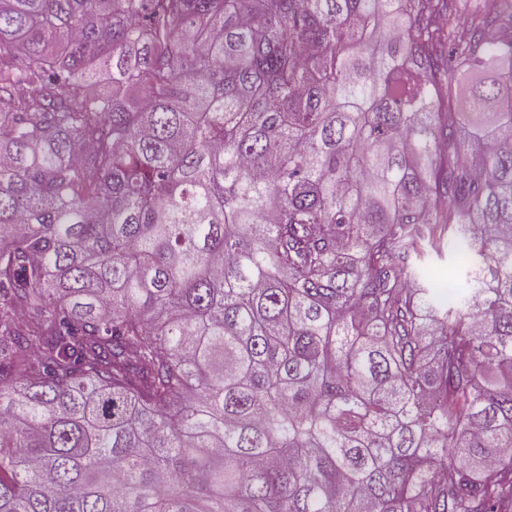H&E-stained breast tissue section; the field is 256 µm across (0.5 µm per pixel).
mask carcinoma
<instances>
[{"instance_id":"carcinoma-1","label":"carcinoma","mask_w":512,"mask_h":512,"mask_svg":"<svg viewBox=\"0 0 512 512\" xmlns=\"http://www.w3.org/2000/svg\"><path fill=\"white\" fill-rule=\"evenodd\" d=\"M506 2L0 0V512H512ZM494 76L495 74L488 70H474L460 78L457 86L458 109L460 112L465 110L473 88L491 80ZM421 269L420 282L426 283V279L436 282L438 285L442 282H451L454 286L465 278L469 268L460 267L456 261V255L446 248L441 256L435 254L428 255L423 261L419 262Z\"/></svg>"}]
</instances>
